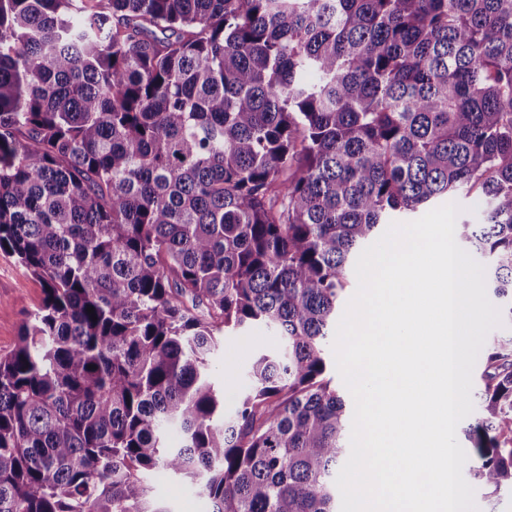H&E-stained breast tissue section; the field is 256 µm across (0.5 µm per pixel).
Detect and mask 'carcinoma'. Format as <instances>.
Instances as JSON below:
<instances>
[{"mask_svg":"<svg viewBox=\"0 0 512 512\" xmlns=\"http://www.w3.org/2000/svg\"><path fill=\"white\" fill-rule=\"evenodd\" d=\"M478 194L512 321V0H0V250L41 306L0 355V512H336L323 341L381 226ZM94 308L92 320L87 308ZM279 336L224 415L228 329ZM464 431L512 488V336ZM150 486L154 499L170 509L171 512H206L207 510L206 507L204 509L195 508L196 500L202 498L197 493L196 485L188 480L173 479L159 472L151 475Z\"/></svg>","mask_w":512,"mask_h":512,"instance_id":"obj_1","label":"carcinoma"}]
</instances>
